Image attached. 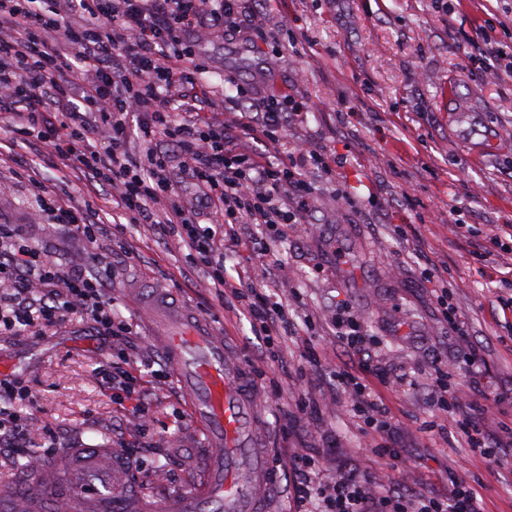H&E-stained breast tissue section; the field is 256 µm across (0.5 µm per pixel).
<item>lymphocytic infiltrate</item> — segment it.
Returning <instances> with one entry per match:
<instances>
[{
	"instance_id": "1",
	"label": "lymphocytic infiltrate",
	"mask_w": 512,
	"mask_h": 512,
	"mask_svg": "<svg viewBox=\"0 0 512 512\" xmlns=\"http://www.w3.org/2000/svg\"><path fill=\"white\" fill-rule=\"evenodd\" d=\"M0 0V131L15 146L35 139L54 156L109 185L117 209L131 224L159 233L179 228L182 241L213 268V286L236 301L257 334L289 330L282 305L271 304L256 283L224 277V251L264 252L250 224H300L313 195L306 166H328L324 155L303 147L290 163H272L260 147L280 141L286 117L268 103L260 118L203 116L190 96L201 72L193 35L230 29L238 0ZM136 125H129V115ZM218 214L201 226L178 192V178ZM80 312L105 340L127 334L101 279L67 269L0 225V332L61 323ZM341 385L365 424L383 430L388 420L368 384L339 373ZM31 390L22 379L0 378V447L29 454L36 420L11 412ZM299 499L318 501L323 512H482L465 479L449 497L395 500L360 476L316 481L314 461L293 457Z\"/></svg>"
}]
</instances>
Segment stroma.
Here are the masks:
<instances>
[{
  "instance_id": "1",
  "label": "stroma",
  "mask_w": 512,
  "mask_h": 512,
  "mask_svg": "<svg viewBox=\"0 0 512 512\" xmlns=\"http://www.w3.org/2000/svg\"><path fill=\"white\" fill-rule=\"evenodd\" d=\"M488 21L497 42L512 47V0H241L237 39L199 38L207 70L200 99L260 113L268 97L292 95L307 113L267 156L286 163L309 143L331 161L305 170L313 189L305 223L253 225L256 236L274 238L271 252L224 257L232 279L269 270L263 291L296 322L293 335H256L216 295L179 233L114 222L111 188L62 165L41 142L1 152L0 224L24 225L31 245L82 274L111 265L106 295L130 326L133 371L148 396L142 427L132 402L102 383L108 344L79 316L42 335H0V360L31 387L20 412L56 435L50 448L35 439L32 457L80 446L119 456L140 449L128 480L155 502L201 483L205 432L179 381L154 375L165 358L145 307L163 292L216 326L260 394L276 512L295 510L287 466L295 453L317 460L321 479L390 480L413 500L445 497L465 477L484 512H512V464L492 467L473 453L456 424L437 417L428 390L438 361L475 407L512 389V242L491 241L512 227V74L478 62L472 41ZM251 86L256 97L238 95ZM462 104L469 114L459 123ZM61 194L103 222L96 243L39 210L37 198ZM428 269L447 286V306L433 296ZM446 307L466 323L468 339L451 329ZM340 316L362 325L366 355L337 337ZM471 345L484 354L477 369L466 363ZM340 370L363 376L381 398L391 421L384 433L354 414ZM378 444L411 463L408 478L390 477Z\"/></svg>"
}]
</instances>
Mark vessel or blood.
<instances>
[{"mask_svg":"<svg viewBox=\"0 0 512 512\" xmlns=\"http://www.w3.org/2000/svg\"><path fill=\"white\" fill-rule=\"evenodd\" d=\"M161 341L167 359L188 392L194 415L215 450L204 485L154 506L153 512H270L263 491L272 474L266 452L255 445L258 400L244 387L240 362L203 321L186 313L164 312ZM118 467L107 448H70L58 463L34 464L24 491L0 494V512H54L58 499L41 488L64 485L72 512H140L141 502L118 500L112 474Z\"/></svg>","mask_w":512,"mask_h":512,"instance_id":"vessel-or-blood-1","label":"vessel or blood"}]
</instances>
